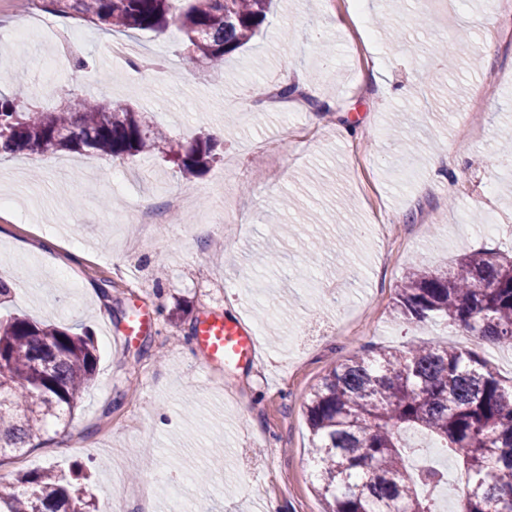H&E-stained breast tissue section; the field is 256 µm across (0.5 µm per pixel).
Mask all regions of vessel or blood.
<instances>
[{"label": "vessel or blood", "instance_id": "obj_1", "mask_svg": "<svg viewBox=\"0 0 512 512\" xmlns=\"http://www.w3.org/2000/svg\"><path fill=\"white\" fill-rule=\"evenodd\" d=\"M152 325L151 315L132 306L121 333L122 343L144 335ZM197 347L214 362L249 366L256 362L259 344L251 328L240 317L212 313L199 318L193 328Z\"/></svg>", "mask_w": 512, "mask_h": 512}]
</instances>
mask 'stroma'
Here are the masks:
<instances>
[{
	"label": "stroma",
	"mask_w": 512,
	"mask_h": 512,
	"mask_svg": "<svg viewBox=\"0 0 512 512\" xmlns=\"http://www.w3.org/2000/svg\"><path fill=\"white\" fill-rule=\"evenodd\" d=\"M23 43H0L10 75L0 91L56 105L57 83L107 103H130L148 124L189 145L215 138L216 159L185 182L163 154L115 160L87 151L0 156V193L26 223L0 217V311L90 331L96 376L68 425L0 463L83 470L102 506L124 492L123 512H171L168 486L207 471L208 512H323L316 495L305 405L317 382L365 347L416 342L475 350L512 380V348L440 322L407 323L392 307L413 261L432 269L463 253H512V164L493 163L512 140V5L502 0H275L261 32L222 67L187 68L181 33L135 32L141 55L165 59L136 74L108 50L117 35L81 21L83 74L54 66L42 17L0 0ZM302 81L270 108L257 85ZM357 134L344 137L346 126ZM446 162L437 177L434 159ZM125 177H118L115 166ZM191 194V209L173 198ZM56 243L36 230L50 203ZM240 206L242 229L223 224ZM151 210L163 231L129 233ZM270 224L284 225L269 236ZM155 329L129 347L119 335L131 300ZM241 314L261 327L259 363L225 366L192 342L195 319Z\"/></svg>",
	"instance_id": "35a3bbf8"
}]
</instances>
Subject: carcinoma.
I'll return each mask as SVG.
<instances>
[{"instance_id":"carcinoma-1","label":"carcinoma","mask_w":512,"mask_h":512,"mask_svg":"<svg viewBox=\"0 0 512 512\" xmlns=\"http://www.w3.org/2000/svg\"><path fill=\"white\" fill-rule=\"evenodd\" d=\"M43 0V10L112 31L183 34V61L224 64L258 32L272 0ZM51 111L0 92V154L90 149L113 158L150 152L166 140L130 104L112 106L62 82ZM186 181L215 160L198 136L170 149ZM397 317L441 319L472 336L512 347V256L475 251L444 270L413 263L393 307ZM93 337L0 316V457L37 447L49 422L72 417L92 382ZM317 491L324 512H438L443 472L420 462L411 430L442 441L462 464L460 512H512V384L474 351L416 343L367 349L326 374L307 402ZM3 512H95L87 491L56 470L0 479Z\"/></svg>"}]
</instances>
